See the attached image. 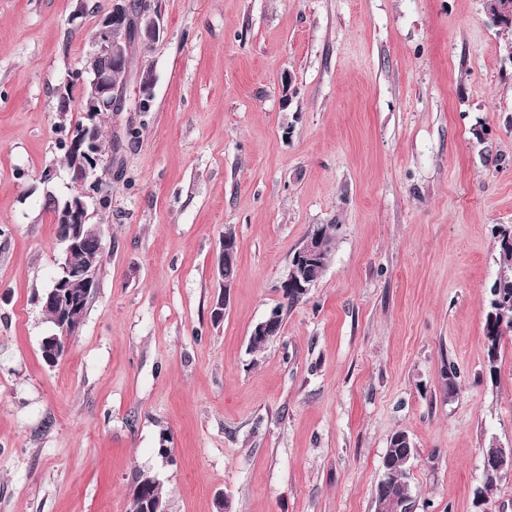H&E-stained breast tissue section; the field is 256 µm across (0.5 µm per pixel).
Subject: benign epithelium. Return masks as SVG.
<instances>
[{
  "label": "benign epithelium",
  "mask_w": 512,
  "mask_h": 512,
  "mask_svg": "<svg viewBox=\"0 0 512 512\" xmlns=\"http://www.w3.org/2000/svg\"><path fill=\"white\" fill-rule=\"evenodd\" d=\"M496 8L497 14L491 18L490 24L494 27L512 26V0H496ZM164 33L161 13L151 6L149 0H142L138 8L132 7V0H109L107 7L99 12L96 29L90 39L91 55L98 60V66L88 77L81 79L87 97L86 112L112 108V68L126 62L133 46H152L163 38ZM154 82V74L150 69H143L136 74L139 99L152 98ZM77 142L84 147L83 153L89 158L86 169L92 170L104 164L95 150V123L82 127L77 133ZM87 211L86 200L74 198L60 212L62 222L67 224L65 246L58 258V266L61 268L70 262L72 252L84 241L94 238L97 245H102L103 232L98 226L87 224ZM236 257V241L224 237L217 264L218 274H223L224 265ZM319 263L320 238L316 233V225L311 224L283 275L282 287H292L300 293L308 292L314 280L324 274ZM51 299L60 303L62 310V318L58 321L61 335H77L84 321L83 310L89 297L68 300L66 285L56 280ZM280 332L279 316L272 313L254 326L252 335L277 336Z\"/></svg>",
  "instance_id": "1"
}]
</instances>
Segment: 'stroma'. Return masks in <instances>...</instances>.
Masks as SVG:
<instances>
[{
    "mask_svg": "<svg viewBox=\"0 0 512 512\" xmlns=\"http://www.w3.org/2000/svg\"><path fill=\"white\" fill-rule=\"evenodd\" d=\"M151 3L166 34L131 68L154 96L98 118L119 144L89 203L105 260L50 366L46 201L82 189L56 127L84 114L58 89L107 0H0V512H130L142 471L168 512H373L396 432L415 512H512V472L475 494L483 448H512V336L494 380L483 338L512 225V31L484 0ZM312 224L338 227L329 265L251 350ZM237 243L235 239H232L230 237L224 236V244L222 246L217 269L218 274L222 279V288H224V295L220 297L219 302H216L215 308H214V317L215 318H223L224 312L228 307L230 294L232 288H234V281L236 270H237V262L234 261V259L237 257ZM231 264H228L229 262H232ZM227 264L225 267L224 265ZM223 269H224V278L227 280H224L223 278ZM283 308L284 305H280L275 309L278 315L270 313L269 316L264 318L262 321L258 322L252 331L251 336H255L251 343L250 348L254 351L260 350L264 348V346L272 340L275 336H278L281 332L280 319L283 322Z\"/></svg>",
    "mask_w": 512,
    "mask_h": 512,
    "instance_id": "obj_1",
    "label": "stroma"
}]
</instances>
